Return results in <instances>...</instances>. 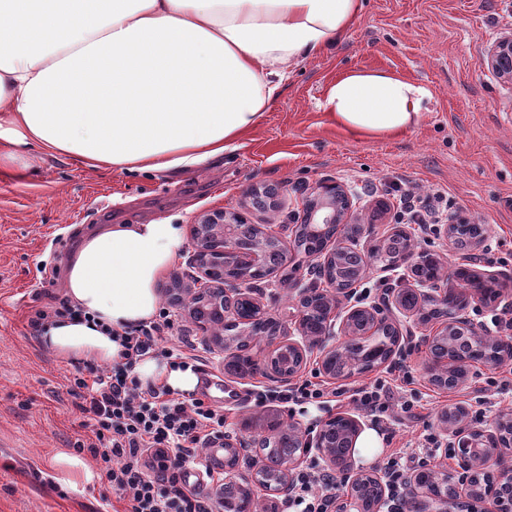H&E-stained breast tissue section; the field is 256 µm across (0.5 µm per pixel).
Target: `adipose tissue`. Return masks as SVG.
<instances>
[{"instance_id":"obj_1","label":"adipose tissue","mask_w":512,"mask_h":512,"mask_svg":"<svg viewBox=\"0 0 512 512\" xmlns=\"http://www.w3.org/2000/svg\"><path fill=\"white\" fill-rule=\"evenodd\" d=\"M364 0H0V171L35 153L125 174L190 170L259 124L289 69L340 40ZM430 90L384 69L331 82L325 108L358 137L396 135ZM184 246L178 224L84 234L62 286L81 311L45 324L43 349L109 365L118 332L153 320L160 279ZM141 382L195 392L196 373L144 357Z\"/></svg>"}]
</instances>
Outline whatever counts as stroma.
Wrapping results in <instances>:
<instances>
[{
  "label": "stroma",
  "instance_id": "obj_1",
  "mask_svg": "<svg viewBox=\"0 0 512 512\" xmlns=\"http://www.w3.org/2000/svg\"><path fill=\"white\" fill-rule=\"evenodd\" d=\"M512 32V0H365L362 14L340 43L292 68L258 126L234 142L222 160L189 171L139 174L89 169L65 156H42L39 171L0 175V512H102L116 494L104 476L90 485L60 486L52 457L88 440L80 400L70 382L77 363L47 353L30 321L63 298L62 268L79 236L101 224L164 221L191 226L202 212L221 208L271 225L283 241L301 214V197L325 179L359 192L350 223H376V235L361 239L377 250L394 224L411 233L419 251L457 265L459 254L436 232H421L414 220L398 219L401 198L431 203L449 222L483 225V265L505 287L494 303L471 305L466 315L485 335L505 338L493 315L512 314V85L491 71L492 43ZM350 69H385L426 85L432 100L421 121L391 138L357 139L336 128L324 107L329 84ZM256 183L277 185L282 207L271 215L246 196ZM383 214H375L377 202ZM179 336L207 360L217 382L211 400L224 407V434L251 440L271 417L315 435L335 415H349L381 444L357 449L355 467L381 471L392 449L424 434L440 433L439 414L465 405L464 424L486 428L512 412V363L471 362L468 378L454 390L432 385L423 325L403 321L400 350L391 362L362 374L329 381L350 387L386 377L403 364L390 428L376 426L355 405L314 403L285 407L253 403L254 387H275L255 374L227 375L221 356L184 313L174 312Z\"/></svg>",
  "mask_w": 512,
  "mask_h": 512
}]
</instances>
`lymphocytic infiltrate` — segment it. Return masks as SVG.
I'll use <instances>...</instances> for the list:
<instances>
[{"label":"lymphocytic infiltrate","mask_w":512,"mask_h":512,"mask_svg":"<svg viewBox=\"0 0 512 512\" xmlns=\"http://www.w3.org/2000/svg\"><path fill=\"white\" fill-rule=\"evenodd\" d=\"M175 324L169 311L156 320L124 331L120 362L109 367H88L76 372L74 389L83 398L91 442L77 441L86 449L124 505L123 512H223L222 488L202 493L190 488L187 468L198 465L204 448L223 444L224 410L201 398H189L167 384L140 385L133 377L141 357L159 354L175 367L203 372L202 356L184 347H163ZM336 395L350 400L383 422L394 390L391 382L377 379L347 389L326 391L322 383L303 379L285 390L260 389L256 403L270 400L285 404L327 403ZM408 459L403 452L388 454L383 467L390 512H408L404 478ZM336 476L309 466L299 472L288 492V512H336Z\"/></svg>","instance_id":"f902f5d3"}]
</instances>
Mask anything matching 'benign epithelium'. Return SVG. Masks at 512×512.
<instances>
[{
  "label": "benign epithelium",
  "instance_id": "obj_1",
  "mask_svg": "<svg viewBox=\"0 0 512 512\" xmlns=\"http://www.w3.org/2000/svg\"><path fill=\"white\" fill-rule=\"evenodd\" d=\"M489 64L494 73L512 84V33L498 38L489 54ZM361 200L355 190L347 185L332 182L320 184L315 195L303 202V219L307 228L314 224L336 225V237L322 252L312 255L313 265L322 274L329 290L324 292V324L316 336H311L305 329L309 311V301L314 297L309 288L296 289L298 304L294 312L296 333L282 328L279 322H270L268 337L269 349L265 356L257 361V369L281 384H287L306 366L309 355L317 351L323 371L332 379L338 376L328 368L326 362L336 351V344L331 342L335 325L341 326L343 344L350 345L359 338L368 343L384 348L388 356H393L400 348L402 334L399 324L381 315L377 305L361 306L350 303L355 285L364 275L367 264L365 251L359 248V241L373 233V224H350L347 215ZM239 214L224 209L208 210L201 213L192 225L194 251L192 261L196 274L191 284L186 285L175 279L163 288L165 298L177 309L192 312L195 306L185 304V294H190L198 305L209 307L211 317L199 319L196 325L206 336L209 348L232 359L238 354V344L234 337L243 336L247 328L242 320L236 318V307L242 299L249 300L257 313H262L261 304L252 297L255 281L250 277V269L261 265L266 260V253L261 250L246 249L238 245L240 229ZM482 238L477 237L461 243V259L468 262L465 270L471 279L483 282L491 276L478 268L481 264L480 253ZM421 253L414 251L409 255L388 263V267L405 268L408 275L402 277L404 285L393 291L391 304L403 315H414L417 310L404 304L406 294L414 296L417 302L429 306L425 320L434 323L430 333L425 335L429 357V372L432 384L442 390L454 389L463 385L466 378V361L459 352L448 344V336H467L474 342L485 340L479 329L471 321L460 315L466 308L468 300L450 310L446 304L448 294L454 289L436 280L428 281L415 276L414 271L420 263ZM443 430L449 437L447 447L454 449L456 476L459 480L469 481L475 470L493 463L498 467L501 478L500 498L512 500V416H500L490 429H466L457 425V417L444 415L440 417ZM352 429L345 442L342 457H336L322 431L310 437L296 427H290L296 439V448L288 464L282 465L276 460L262 456L251 458L254 470V483L243 484L231 476L232 470L224 468V486L251 497L255 488L266 492L283 495L293 484V468L301 455L315 451L330 470H341L348 476L349 491L346 499L338 503V512H362L358 489L372 486L377 494L376 508H381L386 496V487L380 476L363 470L353 471L356 444L361 429L356 420H351ZM271 471L278 476L277 485L269 486L262 475ZM411 491L410 506L413 512H447L441 504L458 502V485L446 479V493L441 498L432 497L417 483L416 475L410 473L405 478ZM460 503V502H458ZM468 503H460V508Z\"/></svg>",
  "mask_w": 512,
  "mask_h": 512
}]
</instances>
